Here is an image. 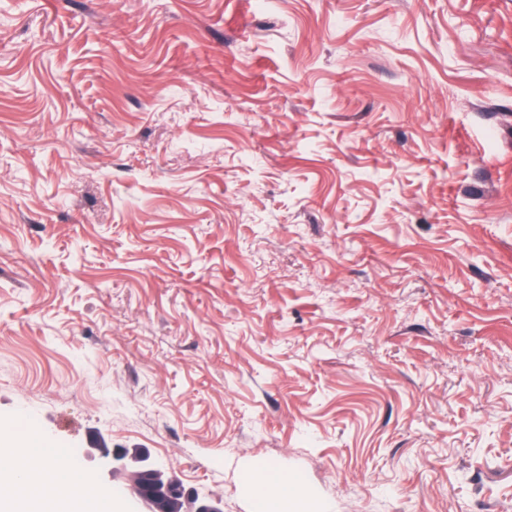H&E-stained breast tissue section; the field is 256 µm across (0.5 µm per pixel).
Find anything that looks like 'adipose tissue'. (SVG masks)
<instances>
[{
    "label": "adipose tissue",
    "mask_w": 512,
    "mask_h": 512,
    "mask_svg": "<svg viewBox=\"0 0 512 512\" xmlns=\"http://www.w3.org/2000/svg\"><path fill=\"white\" fill-rule=\"evenodd\" d=\"M65 470L43 440L27 436L11 447L5 465L0 466V501L36 505L38 512H56L46 494L48 487L61 484ZM258 512H303L306 498L295 482L272 470H263L253 479Z\"/></svg>",
    "instance_id": "adipose-tissue-1"
}]
</instances>
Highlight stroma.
Returning a JSON list of instances; mask_svg holds the SVG:
<instances>
[{"label": "stroma", "mask_w": 512, "mask_h": 512, "mask_svg": "<svg viewBox=\"0 0 512 512\" xmlns=\"http://www.w3.org/2000/svg\"><path fill=\"white\" fill-rule=\"evenodd\" d=\"M252 512H512V0H0V446ZM95 450L102 467L111 477L118 471L127 473L128 483L123 496L139 501L145 508L140 512H165L169 498H186V493L176 479L146 463V458L140 453L128 457L125 451L109 448L103 442ZM258 512H301L305 494L290 478L273 470H263L253 479Z\"/></svg>", "instance_id": "1"}]
</instances>
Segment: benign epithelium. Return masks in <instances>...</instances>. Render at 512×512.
<instances>
[{
    "instance_id": "benign-epithelium-1",
    "label": "benign epithelium",
    "mask_w": 512,
    "mask_h": 512,
    "mask_svg": "<svg viewBox=\"0 0 512 512\" xmlns=\"http://www.w3.org/2000/svg\"><path fill=\"white\" fill-rule=\"evenodd\" d=\"M102 467L112 475L124 471L128 483L123 496L130 497L144 506L143 512H165L168 499L178 496L186 498L181 484L155 466L146 463V458L140 454L128 456L124 451L110 448L100 443L98 448Z\"/></svg>"
}]
</instances>
